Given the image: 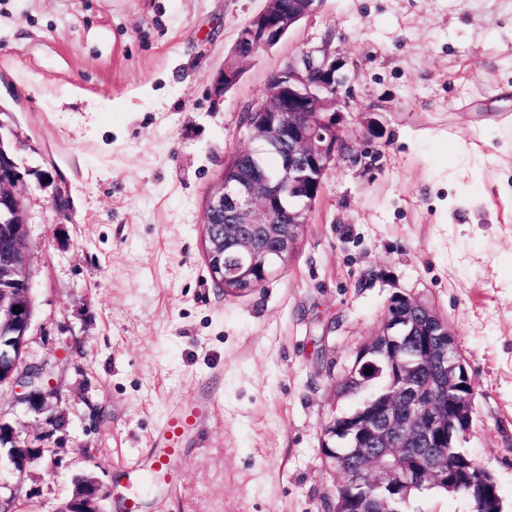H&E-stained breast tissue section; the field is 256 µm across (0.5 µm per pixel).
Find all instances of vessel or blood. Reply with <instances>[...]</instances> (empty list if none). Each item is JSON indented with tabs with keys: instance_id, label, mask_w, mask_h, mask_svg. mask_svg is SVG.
Masks as SVG:
<instances>
[{
	"instance_id": "vessel-or-blood-1",
	"label": "vessel or blood",
	"mask_w": 512,
	"mask_h": 512,
	"mask_svg": "<svg viewBox=\"0 0 512 512\" xmlns=\"http://www.w3.org/2000/svg\"><path fill=\"white\" fill-rule=\"evenodd\" d=\"M200 424L196 405H177L166 412L155 428L150 452L136 456L127 466L128 478L118 497L120 512H140L142 477H150L166 494L176 493L177 472L188 458L183 440L187 434L198 431Z\"/></svg>"
}]
</instances>
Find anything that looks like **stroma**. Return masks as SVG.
Here are the masks:
<instances>
[{
  "label": "stroma",
  "instance_id": "35a3bbf8",
  "mask_svg": "<svg viewBox=\"0 0 512 512\" xmlns=\"http://www.w3.org/2000/svg\"><path fill=\"white\" fill-rule=\"evenodd\" d=\"M264 0H0V106L27 145L35 313L25 359L58 408L0 392V421L49 436L12 512H56L74 480L115 493L170 407L200 404L179 492L145 512H325L342 477L320 431L393 295L429 302L475 381L462 448L512 512V0H319L239 82H214ZM329 40L347 149L294 253L230 295L202 252L206 196L251 148L245 106ZM69 200L67 214L53 203Z\"/></svg>",
  "mask_w": 512,
  "mask_h": 512
}]
</instances>
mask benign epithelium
Returning a JSON list of instances; mask_svg holds the SVG:
<instances>
[{
  "label": "benign epithelium",
  "instance_id": "obj_1",
  "mask_svg": "<svg viewBox=\"0 0 512 512\" xmlns=\"http://www.w3.org/2000/svg\"><path fill=\"white\" fill-rule=\"evenodd\" d=\"M318 0H296L282 13L273 0L239 34L235 47L215 80L218 94L233 87L243 68L259 52L277 45L316 8ZM342 68L327 46L301 51L270 80L263 102L243 118L251 141L247 150L254 165L264 156H279L271 173L255 179L244 173L221 174L212 185L204 207V255L212 280L219 286L239 281L238 292L252 290L251 275L258 268L278 269L293 253L304 224L316 202L325 175L346 149L344 131L331 113L341 103ZM0 106V232L5 242L0 254V388L8 387L17 402L43 409L57 397L52 370L45 363H26L23 353L33 316L28 273L29 242L21 210L26 188L15 162L23 146L16 131L1 119ZM288 213V225L276 223ZM234 250L224 254V240ZM409 311L394 314L388 303L380 331L362 344L344 383L359 382L363 370L385 360L392 379L388 392L372 408L331 420L323 429L321 447L326 468L342 472L358 467L354 495L334 494L326 512H407L409 491L422 486V465L428 482L455 493L470 491L472 512H491L496 489L486 481L489 471L474 462L459 468L449 459L448 448L458 432L470 433L476 417L475 383L466 368L455 331L446 323L430 327L425 318L436 317L434 308L408 295L398 296ZM421 332L427 339L421 350L405 349L407 337ZM431 367L429 379L420 370ZM0 442L14 471L24 474L28 465L55 454L48 437L34 446L13 427ZM106 490L93 477L77 479L68 504L58 512H104Z\"/></svg>",
  "mask_w": 512,
  "mask_h": 512
}]
</instances>
